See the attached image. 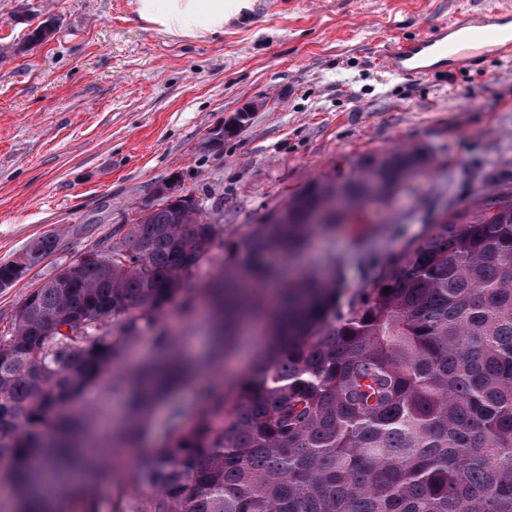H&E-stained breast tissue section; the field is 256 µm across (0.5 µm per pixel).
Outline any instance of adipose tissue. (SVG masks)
Returning <instances> with one entry per match:
<instances>
[{
    "mask_svg": "<svg viewBox=\"0 0 512 512\" xmlns=\"http://www.w3.org/2000/svg\"><path fill=\"white\" fill-rule=\"evenodd\" d=\"M241 0H135L136 13L146 24L187 39L224 32V17Z\"/></svg>",
    "mask_w": 512,
    "mask_h": 512,
    "instance_id": "1",
    "label": "adipose tissue"
}]
</instances>
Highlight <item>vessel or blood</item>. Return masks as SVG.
<instances>
[{
	"mask_svg": "<svg viewBox=\"0 0 512 512\" xmlns=\"http://www.w3.org/2000/svg\"><path fill=\"white\" fill-rule=\"evenodd\" d=\"M483 50L512 55V0L467 12L413 40L398 42L385 59L399 76L420 79L439 69L472 64Z\"/></svg>",
	"mask_w": 512,
	"mask_h": 512,
	"instance_id": "b4317fda",
	"label": "vessel or blood"
}]
</instances>
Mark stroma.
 <instances>
[{"label":"stroma","instance_id":"35a3bbf8","mask_svg":"<svg viewBox=\"0 0 512 512\" xmlns=\"http://www.w3.org/2000/svg\"><path fill=\"white\" fill-rule=\"evenodd\" d=\"M491 0H248L223 35L199 40L151 28L132 0H0V262L46 234L54 252L0 288V330L25 296L180 174L186 192L223 200L211 210L240 236L310 181L368 152L408 145L429 164L405 184L388 222L315 231L300 261L345 262L399 249L444 205L461 209L512 185V58L409 80L385 48L486 7ZM54 20L47 41L28 36ZM249 108L221 146L210 131Z\"/></svg>","mask_w":512,"mask_h":512}]
</instances>
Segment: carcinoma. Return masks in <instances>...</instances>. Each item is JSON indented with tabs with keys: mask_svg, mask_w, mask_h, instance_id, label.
Instances as JSON below:
<instances>
[{
	"mask_svg": "<svg viewBox=\"0 0 512 512\" xmlns=\"http://www.w3.org/2000/svg\"><path fill=\"white\" fill-rule=\"evenodd\" d=\"M426 163L421 148L363 154L236 240L203 208L190 231L160 204L30 291L0 333V512H512V188L361 257L354 289L333 253L328 279L277 263L313 228L351 222H311L324 197H389ZM55 247L34 240L0 282ZM205 264L220 276L202 283ZM205 300L210 346L190 358L169 315L192 325ZM262 316L269 343L227 374L242 325ZM142 342L160 359L130 362ZM197 373L223 383L189 411L173 393ZM114 396L128 409L117 425ZM84 459L119 468L106 510L93 481L70 479Z\"/></svg>",
	"mask_w": 512,
	"mask_h": 512,
	"instance_id": "obj_1",
	"label": "carcinoma"
}]
</instances>
